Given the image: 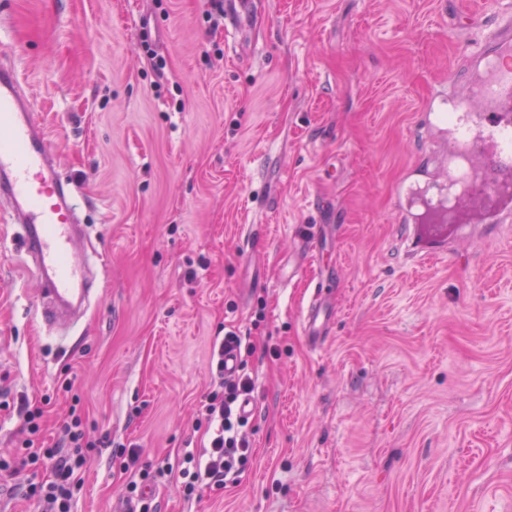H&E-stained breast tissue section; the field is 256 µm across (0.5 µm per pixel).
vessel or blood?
Instances as JSON below:
<instances>
[{"label":"vessel or blood","mask_w":512,"mask_h":512,"mask_svg":"<svg viewBox=\"0 0 512 512\" xmlns=\"http://www.w3.org/2000/svg\"><path fill=\"white\" fill-rule=\"evenodd\" d=\"M507 35L496 37L495 49L485 55L478 72L481 85L478 123L486 128L512 127V19ZM33 105L12 65L0 60V206L12 223L21 225L32 272L43 284L41 317L55 319L59 309L85 301L87 261L73 249L76 235L72 191L55 168V156L45 129L32 118ZM448 184L455 202L478 206L490 219L506 217L504 201L512 197V152L485 137L457 142ZM426 230L445 238L448 214L441 202L426 204ZM327 321L322 299L311 300L305 335L320 346Z\"/></svg>","instance_id":"b4317fda"}]
</instances>
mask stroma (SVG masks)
Segmentation results:
<instances>
[{"label": "stroma", "instance_id": "35a3bbf8", "mask_svg": "<svg viewBox=\"0 0 512 512\" xmlns=\"http://www.w3.org/2000/svg\"><path fill=\"white\" fill-rule=\"evenodd\" d=\"M504 2L257 0L241 34L212 27L213 0H0V59L76 185L78 253L102 257L85 314L42 328L20 227L0 222V457L17 461L0 512H39L25 492L54 463L21 465L23 443L52 446L72 411L96 443L73 512L127 500L132 447L169 469L156 512H512V223L475 215L432 243L398 196L447 163L427 103L463 88ZM234 329L253 345L251 456L189 498L180 462L208 443ZM327 316L328 314L325 303L318 295L309 303L305 324V335L307 340L316 348L321 345L323 328L327 321Z\"/></svg>", "mask_w": 512, "mask_h": 512}]
</instances>
